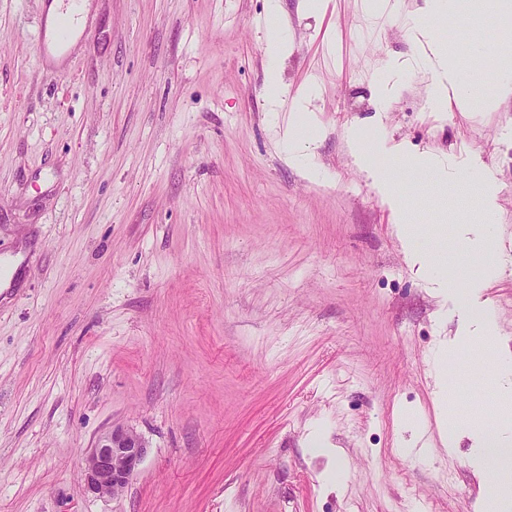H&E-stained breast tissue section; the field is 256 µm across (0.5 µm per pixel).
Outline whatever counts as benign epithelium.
I'll use <instances>...</instances> for the list:
<instances>
[{"instance_id":"7a95c632","label":"benign epithelium","mask_w":512,"mask_h":512,"mask_svg":"<svg viewBox=\"0 0 512 512\" xmlns=\"http://www.w3.org/2000/svg\"><path fill=\"white\" fill-rule=\"evenodd\" d=\"M148 448L132 427L115 425L98 437L84 459L86 492L95 496L121 494L138 471Z\"/></svg>"}]
</instances>
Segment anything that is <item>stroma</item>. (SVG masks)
Wrapping results in <instances>:
<instances>
[{
    "label": "stroma",
    "mask_w": 512,
    "mask_h": 512,
    "mask_svg": "<svg viewBox=\"0 0 512 512\" xmlns=\"http://www.w3.org/2000/svg\"><path fill=\"white\" fill-rule=\"evenodd\" d=\"M42 4L0 0V512H484L469 441L444 448L432 422L459 314L348 134L380 165L387 139L493 172L507 271L481 298L512 345V94L432 111L407 33L426 0H279L275 104L269 0H88L57 62ZM440 37L498 51L484 9ZM311 84L319 181L281 142ZM399 189L442 238L453 189ZM465 377L461 417L496 412L493 380ZM115 425L148 450L122 495L93 497L82 465ZM276 0L269 3V24L265 29L266 82L265 92L272 101L283 92L280 80V63L285 52L283 27Z\"/></svg>",
    "instance_id": "stroma-1"
}]
</instances>
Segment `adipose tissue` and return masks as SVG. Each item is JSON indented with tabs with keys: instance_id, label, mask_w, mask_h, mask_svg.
Returning a JSON list of instances; mask_svg holds the SVG:
<instances>
[{
	"instance_id": "adipose-tissue-1",
	"label": "adipose tissue",
	"mask_w": 512,
	"mask_h": 512,
	"mask_svg": "<svg viewBox=\"0 0 512 512\" xmlns=\"http://www.w3.org/2000/svg\"><path fill=\"white\" fill-rule=\"evenodd\" d=\"M493 12L498 41L502 51L495 58V67L501 75V90L512 89V0H494ZM461 0H429L426 14L415 19L409 27L410 37L418 50L419 70L429 78L428 94L433 107H452L462 113L477 110L491 112L501 103L493 96L477 100L471 83L457 63L459 53L468 54L473 60H481L478 45L465 42L461 46H447L439 32L448 19L459 17ZM266 82L265 92L270 100H277L282 92L280 63L285 52L283 27L276 0L269 5V24L265 30ZM317 94L316 87L304 88L296 98L293 119L284 132L283 144L288 161L301 168L308 177L320 175L318 165L309 149L317 128L314 114L308 104Z\"/></svg>"
}]
</instances>
